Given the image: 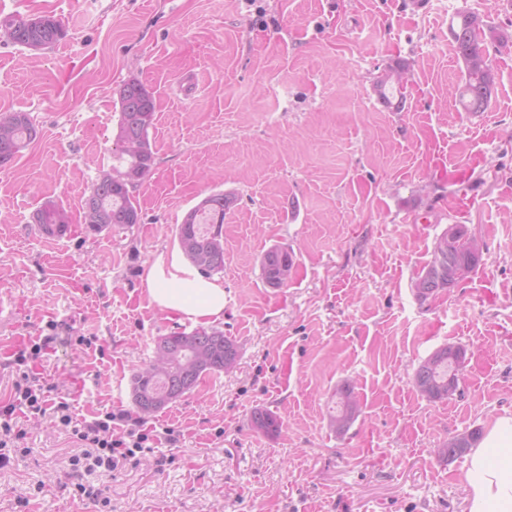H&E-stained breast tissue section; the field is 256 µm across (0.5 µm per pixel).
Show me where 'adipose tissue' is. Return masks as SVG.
<instances>
[{"instance_id":"ef3b65f1","label":"adipose tissue","mask_w":512,"mask_h":512,"mask_svg":"<svg viewBox=\"0 0 512 512\" xmlns=\"http://www.w3.org/2000/svg\"><path fill=\"white\" fill-rule=\"evenodd\" d=\"M149 298L161 310L209 326L224 319V286L190 271L177 254L145 270ZM468 512H512V415L497 417L463 470Z\"/></svg>"}]
</instances>
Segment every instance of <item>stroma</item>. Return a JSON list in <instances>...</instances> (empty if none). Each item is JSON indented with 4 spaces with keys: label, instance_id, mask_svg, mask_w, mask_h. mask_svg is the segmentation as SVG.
Here are the masks:
<instances>
[{
    "label": "stroma",
    "instance_id": "obj_1",
    "mask_svg": "<svg viewBox=\"0 0 512 512\" xmlns=\"http://www.w3.org/2000/svg\"><path fill=\"white\" fill-rule=\"evenodd\" d=\"M467 10L507 37L485 111H464L449 25ZM46 14L67 37L31 51L0 38V112L36 140L0 170V403L22 375L81 422L105 411L172 429L176 445L127 462L112 512H468L448 438L512 414V0H0V18ZM407 69L401 110L376 84ZM152 92L155 166L139 224L87 232L81 203L117 147L118 89ZM224 193V320L240 357L149 419L131 399L158 337L191 332L151 303L143 274L178 250L176 226ZM71 232L48 238L46 200ZM484 242L470 278L427 300L412 283L448 225ZM288 249V283L262 277ZM54 335L39 359L17 352ZM466 352L461 392L413 385L441 346ZM362 412L327 411L344 383ZM277 414V436L251 414ZM28 453L0 467V512H100L74 494L77 443L52 416L18 414ZM48 208L53 212L54 220L52 219L51 212L45 208V202H44L40 206V208L34 213L33 219L36 222L35 224H38L37 227H38L39 231L46 236L53 235L54 231L56 232V234L53 236H50V237L64 236L67 233L69 226L66 228H59V226H56L55 223L56 224H67V218H66L65 214L61 210H58L57 212L54 211V208L51 204L48 205ZM40 224H43V226L45 227V232L48 235L45 234V232L43 231ZM51 224H54V226H53L54 231L50 227ZM294 265L292 255L286 249L274 247L267 251L262 260V275L269 287H281V270ZM337 401L335 402L336 407L333 408L329 414L328 424L337 434L345 433L349 429L350 425L345 429L342 426L346 425L351 420V415L343 413L342 407H348L351 411L361 410V402L358 394L354 391V388L348 383H344L336 391ZM343 421L344 423L340 424ZM252 428L267 436L278 435L282 428L279 417L270 410L258 408L251 415Z\"/></svg>",
    "mask_w": 512,
    "mask_h": 512
}]
</instances>
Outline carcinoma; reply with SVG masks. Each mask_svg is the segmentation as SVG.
Returning a JSON list of instances; mask_svg holds the SVG:
<instances>
[{"mask_svg":"<svg viewBox=\"0 0 512 512\" xmlns=\"http://www.w3.org/2000/svg\"><path fill=\"white\" fill-rule=\"evenodd\" d=\"M457 27L452 29L458 58L480 57L486 51L485 41L475 32L474 23L477 16L473 13H457ZM0 34L14 45L27 49H37L40 45H54L66 37V30L61 23H49L42 28L27 24L21 15L0 18ZM465 82L459 98L467 112L484 111L492 95L494 77L492 68L464 67ZM118 100L120 116L116 134L121 143L128 137L140 140L144 151L139 156L121 152L118 156L120 168L132 174L134 185L138 186L152 173L155 165V152L150 139V129L154 127L155 100L152 93L138 80L131 79L119 90ZM12 121V137L5 146L0 144V168L12 165L19 154L37 137L33 121L24 112H1V121ZM228 198L222 193L207 197V203L194 208L189 220L176 227V236L181 251L206 278L224 271V263L200 265L195 261V254L208 248L214 233H222L224 224V207ZM94 206L101 214V223L92 233L98 234L118 224H137L140 221L139 209L131 189L120 184L104 185L93 198H86L82 208ZM482 254L472 250V237L463 227L455 224L445 230L435 241L431 258L417 273L413 288L418 298L428 299L440 291H451L467 279L479 266ZM294 265L292 255L286 249L274 247L267 251L262 260V275L271 288L281 287V270ZM171 347L169 359L160 367L150 370L145 368L132 377V388L136 398L147 401L169 392H178V397L191 391L201 377L210 373L226 370L227 361L237 362L238 354L226 357V350L219 342L233 343V339L217 329L185 333L175 332L167 337ZM457 365L448 363V347L443 346L416 368L413 384L416 390L430 401L448 399V374L461 372L466 352L459 349L455 355ZM336 407L329 414L330 429L338 434L344 433L342 423L351 420L343 413L347 407L352 411L361 410V402L354 388L345 383L336 391ZM251 425L256 431L275 436L280 433L282 422L270 410L258 408L251 415ZM481 438L480 430L474 429L454 436L442 443L441 451L450 448L474 447Z\"/></svg>","mask_w":512,"mask_h":512,"instance_id":"1","label":"carcinoma"}]
</instances>
